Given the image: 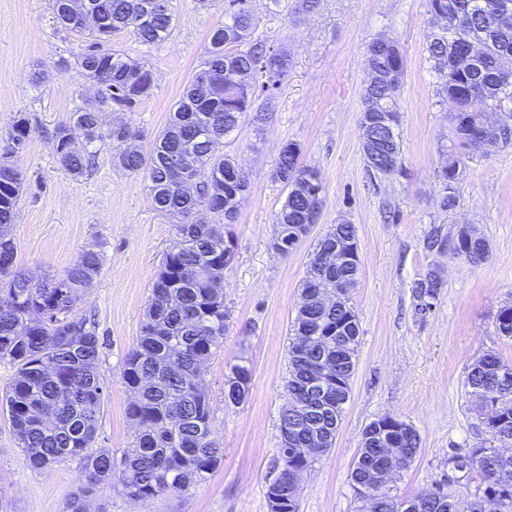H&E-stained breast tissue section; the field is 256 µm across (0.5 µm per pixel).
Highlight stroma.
I'll return each instance as SVG.
<instances>
[{
  "mask_svg": "<svg viewBox=\"0 0 512 512\" xmlns=\"http://www.w3.org/2000/svg\"><path fill=\"white\" fill-rule=\"evenodd\" d=\"M256 37L283 50L288 72L267 122L245 116L224 141V151L250 173V191L234 224L225 228L234 259L224 274V347L206 369L216 437L224 458L206 482L185 492L132 502L119 483L87 498V512H268L265 489L278 469L279 419L288 401L289 325L316 240L331 225L356 228L359 281L351 297L360 321L356 372L336 442L303 474L299 512H359L350 472L362 432L387 414L400 416L420 437L412 465L392 483L410 499L442 487L461 502L478 492L477 473L453 468L450 459L492 447L485 417L465 387L468 366L492 351L512 363V339L496 331L500 308L512 303V144L486 159H464L458 203L439 206L436 172L452 138V109L426 52L431 31L427 0H248ZM168 38L145 47L125 31L109 49L148 61L151 95L132 113L145 140L166 125L184 87L199 68L208 35L232 8L214 0H172ZM396 39L405 57L399 109L406 174L372 184L362 150L359 117L368 79L365 47L374 37ZM86 38L63 30L49 0H0V140L14 116L27 113L31 132L16 161L27 177L10 229L15 266L35 278L62 272L92 243H100L103 269L79 313L94 314L103 343L99 371L108 392L96 445L122 454L131 448V394L120 369L135 344L149 286L175 239L174 219L158 212L144 176L115 171L107 157L88 176L72 178L56 165L48 133L68 118L82 97L94 94L79 68L60 70ZM48 74L35 85V72ZM293 142L300 162L315 167L324 204L306 240L288 254L272 247L273 224L287 187L273 177L279 150ZM474 224L489 242L477 265L427 251L432 228L455 234ZM439 270L444 286L429 311H421L412 285ZM251 370L243 405H224L226 363ZM76 463L30 470L5 411L0 410V499L11 512H65L78 485Z\"/></svg>",
  "mask_w": 512,
  "mask_h": 512,
  "instance_id": "35a3bbf8",
  "label": "stroma"
}]
</instances>
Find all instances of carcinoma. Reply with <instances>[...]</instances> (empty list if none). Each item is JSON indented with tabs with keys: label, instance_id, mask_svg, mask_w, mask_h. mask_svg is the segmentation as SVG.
I'll return each instance as SVG.
<instances>
[{
	"label": "carcinoma",
	"instance_id": "obj_1",
	"mask_svg": "<svg viewBox=\"0 0 512 512\" xmlns=\"http://www.w3.org/2000/svg\"><path fill=\"white\" fill-rule=\"evenodd\" d=\"M154 0H50L62 27L86 32L91 42L74 62L96 86L92 99L73 110L50 136L56 163L71 177L89 175L106 151L112 168L126 175L143 174L149 181L153 205L177 218L176 240L152 282L144 319L135 345L125 356L121 378L132 394L127 408L136 424L133 446L121 462L108 449L95 447L97 426L107 393L98 371L101 343L95 322L76 313L81 298L103 268L98 245L85 247L61 273L34 281L14 267L16 244L9 234L15 223L19 197L25 187L23 170L10 158L22 152L30 131L24 114L13 121L4 146H0V359L16 372L0 396L12 425L18 447L28 468L45 470L52 465L77 461L81 478L66 512H85V501L112 481L121 468L122 493L132 501L147 502L179 493L191 482H200L220 463L224 449L213 438V407L204 386L205 366L224 346V272L233 252L224 243V225L236 221L241 201L250 190L249 174L236 160L224 154V139L237 130L257 97L273 98L265 88L271 78L282 80L288 55L253 39L255 20L238 5L211 30L200 68L183 89L169 112L163 130L148 144L132 121H104L112 112H133L152 93L153 73L146 62L104 49L112 34L127 31L140 44L153 47L163 42L174 25L171 6L159 13ZM460 0H428L431 39L429 59L453 110V138L448 162L438 172L442 185L440 205L456 206L460 149L467 155L488 158L500 145L512 141V19L492 10L476 8L458 17ZM84 14L95 22H81ZM395 41L377 38L365 48L369 82L363 93L359 119L361 139L372 149L364 152L368 167L378 175L405 173L400 139L398 93L405 75L400 49ZM369 112L391 115L389 124L366 126ZM82 133L86 147L75 146L72 133ZM178 155L196 179L186 191L177 185L170 162ZM300 147L288 142L280 150L273 177L290 188L275 215L273 240L276 251L286 254L300 241L302 226L317 223L323 198L310 194L311 185L322 186L319 172L299 163ZM206 210L210 221L195 219ZM356 244L352 224L330 227L315 243L300 303L293 318L292 336H308L320 323L339 326L343 335L328 341L329 355L341 348L339 375L351 380L360 326L350 299L326 308L317 306L315 286L336 287V272L356 286L360 263L337 255L332 264L321 261L324 252L336 251V240ZM427 249L462 258L470 264L485 261L490 253L487 239L476 226L464 224L455 237L435 230L427 237ZM444 281L432 269L414 282L421 310L428 311L438 299ZM498 333L512 338V305L499 310ZM289 376L310 383L318 377L317 347H289ZM506 365L497 354L487 352L469 367L466 385L471 395L493 408L492 429L512 444V377L499 378ZM250 370L240 364L230 367L224 388V406L237 407L249 396ZM306 420L297 442L318 457L316 424L325 420L307 406L294 411ZM378 421L362 433L359 456L350 473L356 483L359 472L381 471L382 460L368 447ZM390 437L404 439L408 448L400 470L414 461L420 445L417 431L408 423ZM469 461L481 478L482 496L471 512H483L485 494L500 495L499 512H512V456L496 457L487 448H476L467 457L453 456L452 465ZM363 512H409L408 500L391 495L384 486L360 495ZM452 496L437 488L419 503V512H451Z\"/></svg>",
	"mask_w": 512,
	"mask_h": 512
}]
</instances>
